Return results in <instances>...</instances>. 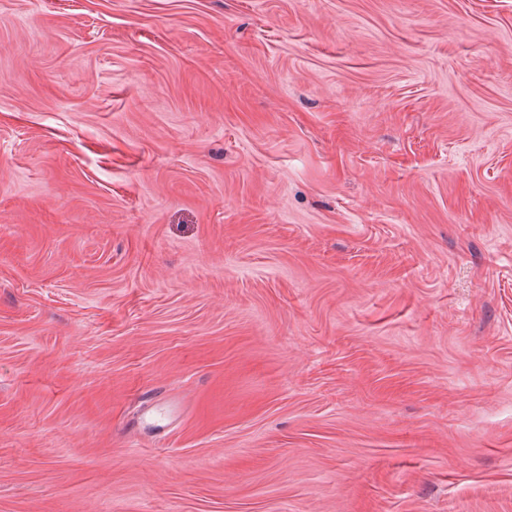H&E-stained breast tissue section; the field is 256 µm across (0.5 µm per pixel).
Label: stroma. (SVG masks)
Returning a JSON list of instances; mask_svg holds the SVG:
<instances>
[{
  "label": "stroma",
  "instance_id": "1",
  "mask_svg": "<svg viewBox=\"0 0 512 512\" xmlns=\"http://www.w3.org/2000/svg\"><path fill=\"white\" fill-rule=\"evenodd\" d=\"M0 512H512V0H0Z\"/></svg>",
  "mask_w": 512,
  "mask_h": 512
}]
</instances>
